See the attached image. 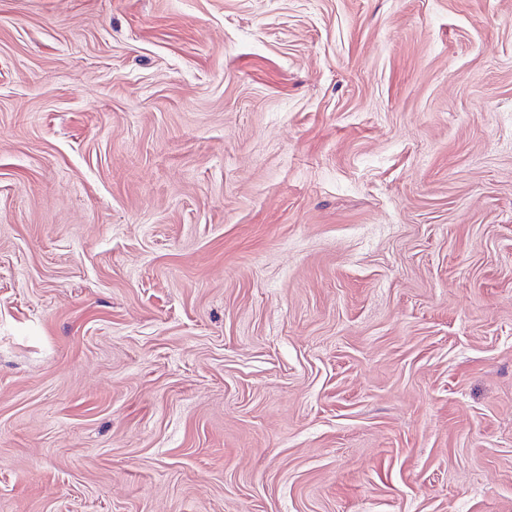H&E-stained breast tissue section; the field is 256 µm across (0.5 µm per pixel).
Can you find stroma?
I'll list each match as a JSON object with an SVG mask.
<instances>
[{
  "label": "stroma",
  "instance_id": "stroma-1",
  "mask_svg": "<svg viewBox=\"0 0 512 512\" xmlns=\"http://www.w3.org/2000/svg\"><path fill=\"white\" fill-rule=\"evenodd\" d=\"M0 512H512V0H0Z\"/></svg>",
  "mask_w": 512,
  "mask_h": 512
}]
</instances>
